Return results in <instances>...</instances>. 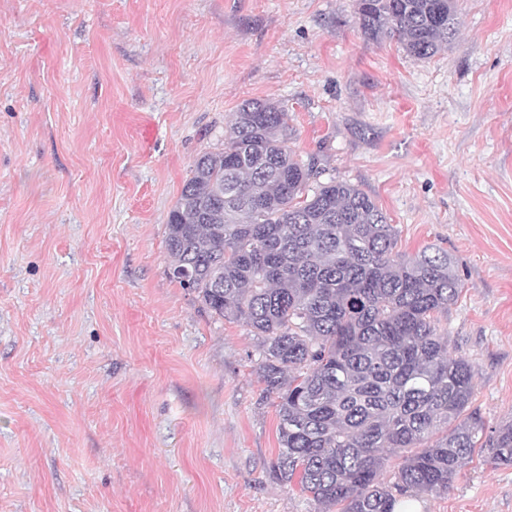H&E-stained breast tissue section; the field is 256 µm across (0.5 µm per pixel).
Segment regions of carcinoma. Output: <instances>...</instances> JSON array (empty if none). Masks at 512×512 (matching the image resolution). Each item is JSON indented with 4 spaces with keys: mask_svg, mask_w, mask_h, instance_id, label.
I'll list each match as a JSON object with an SVG mask.
<instances>
[{
    "mask_svg": "<svg viewBox=\"0 0 512 512\" xmlns=\"http://www.w3.org/2000/svg\"><path fill=\"white\" fill-rule=\"evenodd\" d=\"M356 23L417 59L456 33L452 0H357ZM319 177L288 146V108L248 100L167 217L168 277L259 340L274 478L327 510L395 512L400 497L448 490L479 446L511 466L512 423L487 429L471 409L475 367L439 333L462 288L448 252H400L368 194Z\"/></svg>",
    "mask_w": 512,
    "mask_h": 512,
    "instance_id": "obj_1",
    "label": "carcinoma"
}]
</instances>
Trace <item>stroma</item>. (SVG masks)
I'll return each mask as SVG.
<instances>
[{
  "mask_svg": "<svg viewBox=\"0 0 512 512\" xmlns=\"http://www.w3.org/2000/svg\"><path fill=\"white\" fill-rule=\"evenodd\" d=\"M417 59L357 0H0V512H321L278 484L257 337L166 274V221L247 99L447 250L473 408L512 420V0ZM415 512H512L475 450Z\"/></svg>",
  "mask_w": 512,
  "mask_h": 512,
  "instance_id": "1",
  "label": "stroma"
}]
</instances>
